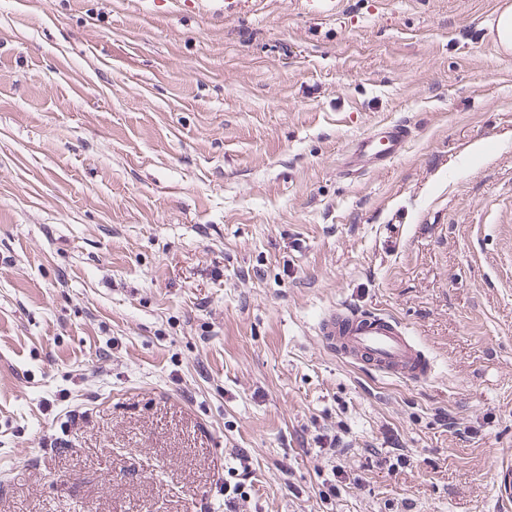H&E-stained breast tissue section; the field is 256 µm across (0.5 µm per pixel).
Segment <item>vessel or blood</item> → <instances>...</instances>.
<instances>
[{
	"label": "vessel or blood",
	"instance_id": "obj_1",
	"mask_svg": "<svg viewBox=\"0 0 512 512\" xmlns=\"http://www.w3.org/2000/svg\"><path fill=\"white\" fill-rule=\"evenodd\" d=\"M407 137L405 127L395 124L357 140L346 169H354L366 158L384 162L399 156ZM316 334L332 355L380 376L421 383L433 373L432 362L424 349L392 314L334 306L320 317Z\"/></svg>",
	"mask_w": 512,
	"mask_h": 512
}]
</instances>
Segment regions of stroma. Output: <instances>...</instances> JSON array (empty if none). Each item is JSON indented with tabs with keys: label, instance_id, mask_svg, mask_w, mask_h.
I'll list each match as a JSON object with an SVG mask.
<instances>
[{
	"label": "stroma",
	"instance_id": "1",
	"mask_svg": "<svg viewBox=\"0 0 512 512\" xmlns=\"http://www.w3.org/2000/svg\"><path fill=\"white\" fill-rule=\"evenodd\" d=\"M506 2L0 0V512H224L241 451L239 512H504ZM339 304L431 379L327 354ZM495 27L502 51L510 54L512 52V6L506 7L499 13ZM407 137V130L401 124L388 126L363 137L353 144L344 168L353 171L364 158H372L378 162L393 159L402 153ZM316 335L332 355L382 377L421 383L432 376L430 358L392 314L332 306L320 317ZM238 460L240 461L241 471L234 467H230L227 471L230 477L235 474L237 476L235 479L238 481L231 485L230 481L224 479V511L226 512H237L238 496L242 498L245 495L244 493H247L242 489L245 488V481L251 474L250 465L245 464V461H247L245 456H241Z\"/></svg>",
	"mask_w": 512,
	"mask_h": 512
}]
</instances>
